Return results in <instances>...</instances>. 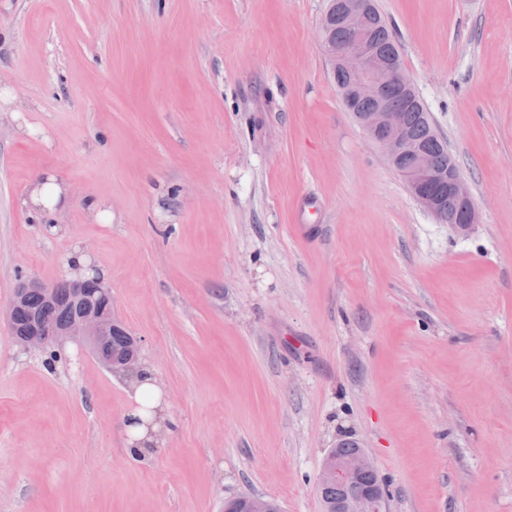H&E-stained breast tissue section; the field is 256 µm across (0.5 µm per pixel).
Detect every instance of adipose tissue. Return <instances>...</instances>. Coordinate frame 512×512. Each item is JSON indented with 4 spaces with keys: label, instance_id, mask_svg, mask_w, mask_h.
Wrapping results in <instances>:
<instances>
[{
    "label": "adipose tissue",
    "instance_id": "obj_1",
    "mask_svg": "<svg viewBox=\"0 0 512 512\" xmlns=\"http://www.w3.org/2000/svg\"><path fill=\"white\" fill-rule=\"evenodd\" d=\"M70 204L66 182L58 174H46L33 181L21 206L29 212L49 217L61 216ZM134 391L128 413L130 444L135 453H148L155 444L154 431L166 419L155 378L149 367H141L130 381Z\"/></svg>",
    "mask_w": 512,
    "mask_h": 512
}]
</instances>
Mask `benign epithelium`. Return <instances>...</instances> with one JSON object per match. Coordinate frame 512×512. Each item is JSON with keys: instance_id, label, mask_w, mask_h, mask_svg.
Instances as JSON below:
<instances>
[{"instance_id": "obj_1", "label": "benign epithelium", "mask_w": 512, "mask_h": 512, "mask_svg": "<svg viewBox=\"0 0 512 512\" xmlns=\"http://www.w3.org/2000/svg\"><path fill=\"white\" fill-rule=\"evenodd\" d=\"M375 0H329L318 30L322 52L331 69L341 68L346 84L341 88L342 100L352 112L361 130L376 143L388 164L402 177L417 202L435 216L450 209L456 215L451 228L466 232L478 223L479 213L471 193L461 177L453 159L448 167L436 166L406 135L403 113L388 106L386 89L399 85L409 102L419 100L412 80L408 79L397 63L384 61L370 36L363 28L365 16L375 10ZM336 25L346 27L351 39L344 47L336 46L328 31ZM362 102L373 103L367 112L358 111ZM75 275L67 279L68 299L79 306L69 325L57 329L33 318L20 328L14 323V314L33 294L49 305L56 304L60 295L56 286L38 280L19 282L8 307V321L12 338L17 346L28 353H42L51 343L75 340L88 346L105 368L119 375H132L139 366L140 339L132 338V350L115 358L102 352L107 336L118 328L112 311L102 309L88 301L96 292L112 295L99 272L89 275L80 266L72 267ZM336 487L341 496L336 500V512H387V494L379 481L374 462L362 448L348 455L329 452L318 477V487ZM270 497L249 495L236 498L224 505V512H271Z\"/></svg>"}]
</instances>
